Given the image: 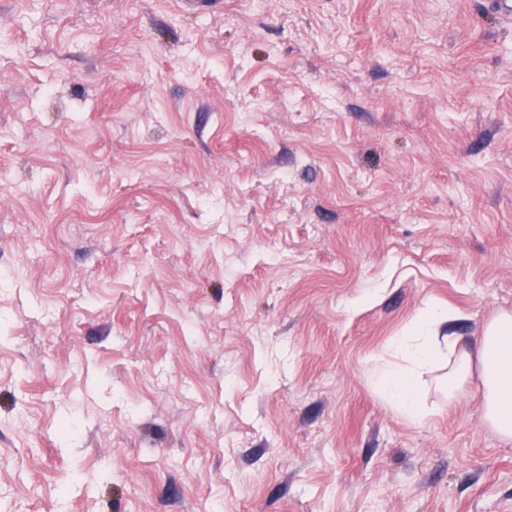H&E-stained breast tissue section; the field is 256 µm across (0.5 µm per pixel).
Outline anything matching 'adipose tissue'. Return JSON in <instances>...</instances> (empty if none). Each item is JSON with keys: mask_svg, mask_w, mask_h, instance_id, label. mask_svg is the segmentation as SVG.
Returning a JSON list of instances; mask_svg holds the SVG:
<instances>
[{"mask_svg": "<svg viewBox=\"0 0 512 512\" xmlns=\"http://www.w3.org/2000/svg\"><path fill=\"white\" fill-rule=\"evenodd\" d=\"M453 311L428 304L415 315L408 335L392 347V362L379 368L382 393L410 421L426 411L420 397V379L439 365L448 368V390L456 392L479 372L481 419L501 439H512V315L492 319L469 346L450 330Z\"/></svg>", "mask_w": 512, "mask_h": 512, "instance_id": "1", "label": "adipose tissue"}]
</instances>
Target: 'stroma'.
Masks as SVG:
<instances>
[{"instance_id": "1", "label": "stroma", "mask_w": 512, "mask_h": 512, "mask_svg": "<svg viewBox=\"0 0 512 512\" xmlns=\"http://www.w3.org/2000/svg\"><path fill=\"white\" fill-rule=\"evenodd\" d=\"M0 512H512V440L372 371L512 313L484 0H0Z\"/></svg>"}]
</instances>
